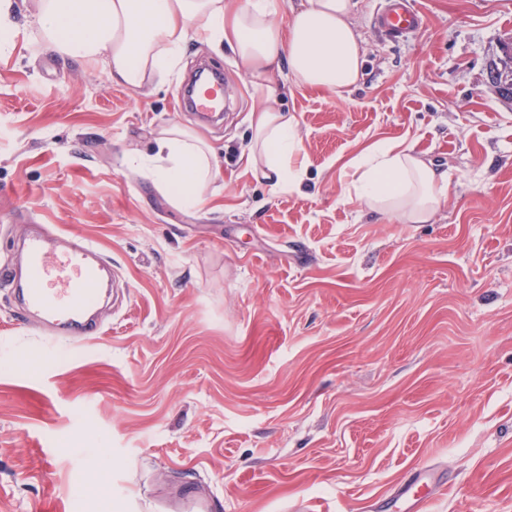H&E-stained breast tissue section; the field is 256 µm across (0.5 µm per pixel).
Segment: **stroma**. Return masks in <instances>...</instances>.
<instances>
[{"label":"stroma","instance_id":"1","mask_svg":"<svg viewBox=\"0 0 512 512\" xmlns=\"http://www.w3.org/2000/svg\"><path fill=\"white\" fill-rule=\"evenodd\" d=\"M382 2L355 18L357 86L274 75L306 165L277 193L239 162L261 98L229 48L188 42L179 76L134 92L36 25L0 47V266L41 223L114 273L79 340L0 285V512H164L200 488L212 512H397L420 469L446 486L425 512H512V103L486 83L512 0H415L423 24L398 41L374 26ZM202 63L232 89L215 125L182 104ZM173 124L217 150L204 209L138 169ZM382 141L448 171L430 223L349 196L342 167ZM41 350L54 362L13 370Z\"/></svg>","mask_w":512,"mask_h":512}]
</instances>
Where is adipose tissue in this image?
<instances>
[{"label": "adipose tissue", "mask_w": 512, "mask_h": 512, "mask_svg": "<svg viewBox=\"0 0 512 512\" xmlns=\"http://www.w3.org/2000/svg\"><path fill=\"white\" fill-rule=\"evenodd\" d=\"M362 0H300L287 24L278 0H35L44 41L57 53L102 65L112 83L140 90L180 70L188 41L226 45L253 87L272 96V76L288 69L295 85L342 92L363 72L354 19ZM293 114L264 106L254 112L246 172L271 191L291 190L304 176ZM159 192L179 207L198 209L223 179L216 154L192 130L175 125L140 162ZM350 187L368 210L411 224L428 223L447 197L448 174L413 147L385 141L351 162Z\"/></svg>", "instance_id": "adipose-tissue-1"}]
</instances>
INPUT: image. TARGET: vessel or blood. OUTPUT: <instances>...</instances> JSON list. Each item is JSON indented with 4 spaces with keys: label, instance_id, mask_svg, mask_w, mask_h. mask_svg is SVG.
Returning a JSON list of instances; mask_svg holds the SVG:
<instances>
[{
    "label": "vessel or blood",
    "instance_id": "vessel-or-blood-1",
    "mask_svg": "<svg viewBox=\"0 0 512 512\" xmlns=\"http://www.w3.org/2000/svg\"><path fill=\"white\" fill-rule=\"evenodd\" d=\"M421 16L412 0H385L375 19L376 27L387 37L397 40L415 31ZM224 96L220 77L200 84L192 99L196 111H215V102ZM27 259L23 278L24 301L45 318L64 321L67 328L85 327V315L98 300L105 266V256L89 238L70 233L59 235L52 230L31 235L23 243ZM414 489H401L415 512L427 498L437 494L439 484L425 473H418Z\"/></svg>",
    "mask_w": 512,
    "mask_h": 512
}]
</instances>
